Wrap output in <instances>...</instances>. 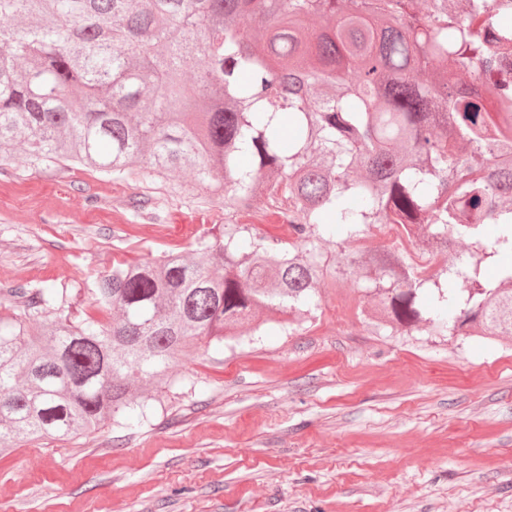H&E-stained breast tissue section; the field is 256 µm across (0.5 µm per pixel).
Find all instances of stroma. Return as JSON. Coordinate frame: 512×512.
<instances>
[{"mask_svg": "<svg viewBox=\"0 0 512 512\" xmlns=\"http://www.w3.org/2000/svg\"><path fill=\"white\" fill-rule=\"evenodd\" d=\"M189 171L0 166V300L89 311L113 260L223 223ZM356 282L287 333L180 355L145 416L0 453V512H512V340L376 333Z\"/></svg>", "mask_w": 512, "mask_h": 512, "instance_id": "stroma-1", "label": "stroma"}]
</instances>
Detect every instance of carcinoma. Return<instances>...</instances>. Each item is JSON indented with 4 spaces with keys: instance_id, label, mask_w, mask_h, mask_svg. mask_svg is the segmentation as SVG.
<instances>
[{
    "instance_id": "obj_1",
    "label": "carcinoma",
    "mask_w": 512,
    "mask_h": 512,
    "mask_svg": "<svg viewBox=\"0 0 512 512\" xmlns=\"http://www.w3.org/2000/svg\"><path fill=\"white\" fill-rule=\"evenodd\" d=\"M494 2L0 0V163L190 170L224 212L263 202L295 238L226 223L192 258L115 261L92 290L106 323L51 288L0 304V445L92 433L144 407L177 355L271 312L296 330L336 280L319 249L336 236L390 228L414 248L354 252L367 325L512 336V23ZM455 239L469 250L450 262Z\"/></svg>"
}]
</instances>
